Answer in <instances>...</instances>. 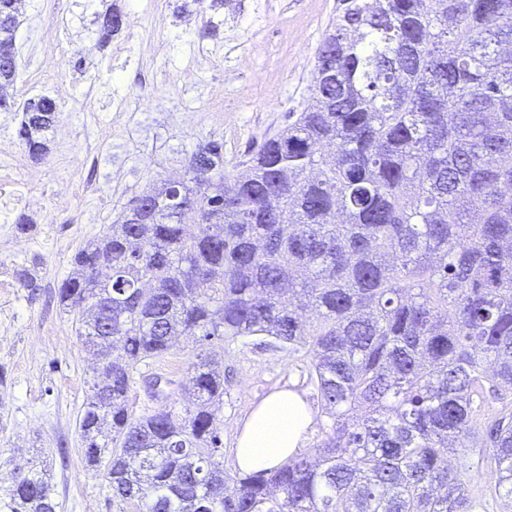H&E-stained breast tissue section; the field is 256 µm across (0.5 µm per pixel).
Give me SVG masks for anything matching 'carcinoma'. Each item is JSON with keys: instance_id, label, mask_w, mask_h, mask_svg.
<instances>
[{"instance_id": "cac0c4a2", "label": "carcinoma", "mask_w": 512, "mask_h": 512, "mask_svg": "<svg viewBox=\"0 0 512 512\" xmlns=\"http://www.w3.org/2000/svg\"><path fill=\"white\" fill-rule=\"evenodd\" d=\"M17 0H0V111H15ZM121 12L96 13L100 46ZM307 106L236 165L198 145L189 183L127 204L58 288L97 349L85 460L142 512H473L448 464L480 448L512 506V0H348L316 54ZM17 138L47 153L57 107L27 99ZM197 207L177 209V194ZM178 336H270L310 356L329 423L270 472L213 458L221 362L184 385L194 409L128 411L133 371ZM499 403L488 413L474 396ZM12 512H57L45 466Z\"/></svg>"}]
</instances>
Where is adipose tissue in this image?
Here are the masks:
<instances>
[{"label":"adipose tissue","instance_id":"adipose-tissue-1","mask_svg":"<svg viewBox=\"0 0 512 512\" xmlns=\"http://www.w3.org/2000/svg\"><path fill=\"white\" fill-rule=\"evenodd\" d=\"M313 423V412L301 393L274 390L236 428L237 466L254 472L279 468L303 448Z\"/></svg>","mask_w":512,"mask_h":512}]
</instances>
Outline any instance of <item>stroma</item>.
<instances>
[{"mask_svg":"<svg viewBox=\"0 0 512 512\" xmlns=\"http://www.w3.org/2000/svg\"><path fill=\"white\" fill-rule=\"evenodd\" d=\"M117 0L122 30L105 48L95 12L82 0H30L16 33L17 97L46 95L58 106V126L70 137L48 134V152L34 193L39 205L13 204L30 224H0V490L9 487L15 467L33 455L47 464L59 512H139L136 502L115 497L104 468H92L82 452L79 419L91 394L97 361L77 334V312L57 297L71 274L76 252L102 237L125 205L147 188L161 186L172 173H185L199 143L224 145V173L249 150L276 134L288 115L302 111L309 95L317 48L337 14L339 0ZM65 28L67 42L81 55L47 52L45 35ZM153 83L134 104L129 125L110 126L112 95L133 87L137 71ZM223 85L224 96L211 89ZM95 107H85L89 98ZM100 160L91 170L78 167L87 149ZM100 190L86 191V180ZM72 187L71 206L98 218L94 224L52 223L54 190ZM28 272L38 286L22 287ZM210 352L224 364V404L214 425L223 441L218 462L237 470L233 437L237 424L264 396L288 387L303 393L316 414L310 444L321 440L327 419L309 376L304 353L273 348L265 337L213 341ZM200 347L180 337L168 353L138 365L128 394L131 414L151 403L145 380L161 374L177 411L188 403L182 386Z\"/></svg>","mask_w":512,"mask_h":512,"instance_id":"1","label":"stroma"}]
</instances>
